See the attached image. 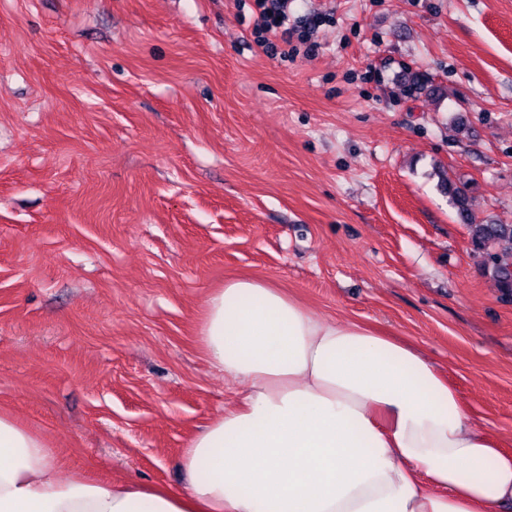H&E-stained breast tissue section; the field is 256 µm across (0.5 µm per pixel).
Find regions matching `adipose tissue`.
<instances>
[{
    "instance_id": "ef3b65f1",
    "label": "adipose tissue",
    "mask_w": 512,
    "mask_h": 512,
    "mask_svg": "<svg viewBox=\"0 0 512 512\" xmlns=\"http://www.w3.org/2000/svg\"><path fill=\"white\" fill-rule=\"evenodd\" d=\"M200 339L247 388L184 449L183 487L60 478L1 411L0 512H512V455L411 345L255 278L208 297Z\"/></svg>"
}]
</instances>
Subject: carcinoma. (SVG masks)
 <instances>
[{
  "instance_id": "1",
  "label": "carcinoma",
  "mask_w": 512,
  "mask_h": 512,
  "mask_svg": "<svg viewBox=\"0 0 512 512\" xmlns=\"http://www.w3.org/2000/svg\"><path fill=\"white\" fill-rule=\"evenodd\" d=\"M441 186L452 194V203L469 230L471 244L482 257L483 273L488 275L499 291V299L512 303V223L479 216L473 200L459 188L453 186L448 173L441 174Z\"/></svg>"
}]
</instances>
